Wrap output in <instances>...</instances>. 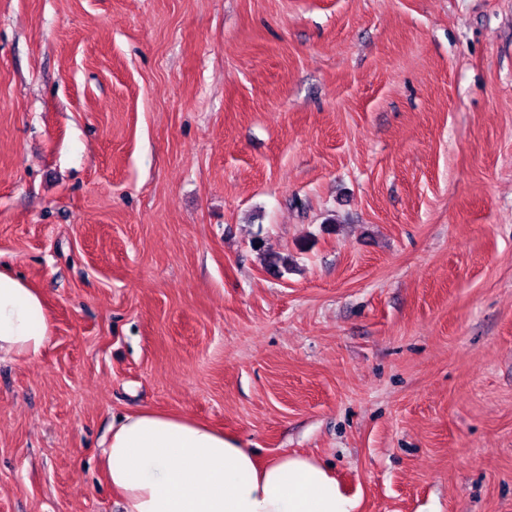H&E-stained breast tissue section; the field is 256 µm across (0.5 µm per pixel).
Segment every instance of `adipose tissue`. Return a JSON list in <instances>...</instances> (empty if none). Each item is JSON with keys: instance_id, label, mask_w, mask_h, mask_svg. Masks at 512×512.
Masks as SVG:
<instances>
[{"instance_id": "ef3b65f1", "label": "adipose tissue", "mask_w": 512, "mask_h": 512, "mask_svg": "<svg viewBox=\"0 0 512 512\" xmlns=\"http://www.w3.org/2000/svg\"><path fill=\"white\" fill-rule=\"evenodd\" d=\"M52 334L39 290L0 269V360L35 358ZM122 512H357L317 459L259 463L236 439L187 416L151 409L120 418L103 449Z\"/></svg>"}]
</instances>
